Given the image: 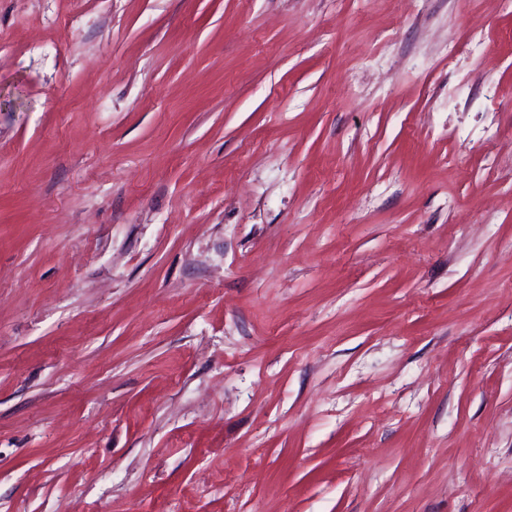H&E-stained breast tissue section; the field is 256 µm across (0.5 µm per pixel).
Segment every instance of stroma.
<instances>
[{"label": "stroma", "mask_w": 512, "mask_h": 512, "mask_svg": "<svg viewBox=\"0 0 512 512\" xmlns=\"http://www.w3.org/2000/svg\"><path fill=\"white\" fill-rule=\"evenodd\" d=\"M0 512H512V0H0Z\"/></svg>", "instance_id": "obj_1"}]
</instances>
